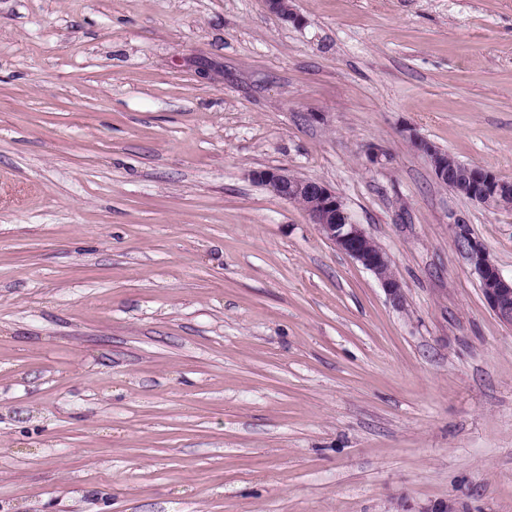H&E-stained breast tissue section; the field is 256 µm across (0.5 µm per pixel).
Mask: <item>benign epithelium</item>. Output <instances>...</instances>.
Returning a JSON list of instances; mask_svg holds the SVG:
<instances>
[{
  "instance_id": "benign-epithelium-1",
  "label": "benign epithelium",
  "mask_w": 512,
  "mask_h": 512,
  "mask_svg": "<svg viewBox=\"0 0 512 512\" xmlns=\"http://www.w3.org/2000/svg\"><path fill=\"white\" fill-rule=\"evenodd\" d=\"M267 9L285 21H294L297 14L292 0H265ZM416 146L426 155L439 182L456 177L454 191H467L472 201L489 209L503 205L512 191V184L499 179L492 171L452 162L451 158L425 140ZM273 196L300 206L321 235L339 251L349 256L378 280L389 300L398 308L405 307L402 284L391 267L387 253L353 221L343 200L324 183L291 174L286 169H263L251 174ZM456 239L465 241L461 247L466 260L477 275L482 295L493 313L512 326V279L503 277L484 245L472 236L464 224L455 225ZM418 512H468L464 502L448 498L423 505Z\"/></svg>"
}]
</instances>
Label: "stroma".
Masks as SVG:
<instances>
[{
    "mask_svg": "<svg viewBox=\"0 0 512 512\" xmlns=\"http://www.w3.org/2000/svg\"><path fill=\"white\" fill-rule=\"evenodd\" d=\"M294 8L0 0V512H512V327L453 230L511 278L512 209L416 147L512 182V0ZM416 146L428 158L439 182L444 184L449 176L455 174V192L464 195V189L472 201L489 209L509 206L503 203L509 196L510 186L512 189L510 182L499 179L492 171L481 167L463 165L458 161L452 164L449 154H443L425 140H418ZM451 185L452 181H448L449 188ZM251 177L273 196L300 206L321 235L378 280L389 300L404 308L402 284L387 253L356 224L343 200L324 183L291 174L287 169L253 171Z\"/></svg>",
    "mask_w": 512,
    "mask_h": 512,
    "instance_id": "obj_1",
    "label": "stroma"
}]
</instances>
